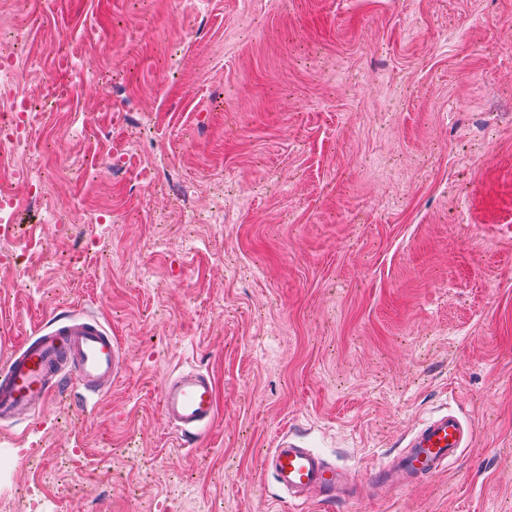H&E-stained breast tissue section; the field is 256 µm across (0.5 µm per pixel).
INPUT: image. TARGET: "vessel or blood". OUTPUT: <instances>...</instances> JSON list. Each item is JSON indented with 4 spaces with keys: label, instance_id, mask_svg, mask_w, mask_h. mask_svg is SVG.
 I'll return each mask as SVG.
<instances>
[{
    "label": "vessel or blood",
    "instance_id": "obj_1",
    "mask_svg": "<svg viewBox=\"0 0 512 512\" xmlns=\"http://www.w3.org/2000/svg\"><path fill=\"white\" fill-rule=\"evenodd\" d=\"M125 368V358L111 330L98 315L82 313L42 328L40 336L15 347L0 368V419L41 408L51 392L75 389L81 401L100 394ZM166 419L188 440L198 439L214 420L216 396L208 374L184 370L167 378L160 390ZM474 427L455 411L430 417L394 459L367 475L372 485L403 491L454 465L472 442ZM277 485L292 501L335 502L357 495L355 475L327 463L293 438L282 436L266 458Z\"/></svg>",
    "mask_w": 512,
    "mask_h": 512
}]
</instances>
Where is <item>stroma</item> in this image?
<instances>
[{
    "label": "stroma",
    "instance_id": "stroma-1",
    "mask_svg": "<svg viewBox=\"0 0 512 512\" xmlns=\"http://www.w3.org/2000/svg\"><path fill=\"white\" fill-rule=\"evenodd\" d=\"M1 24L16 91L69 93L17 153L46 190L9 186L0 364L87 311L126 366L0 422V512H512V0H0ZM58 51L122 96L70 89ZM189 367L217 393L195 448L160 403ZM446 409L475 438L407 491L300 505L264 464L287 434L361 474Z\"/></svg>",
    "mask_w": 512,
    "mask_h": 512
}]
</instances>
